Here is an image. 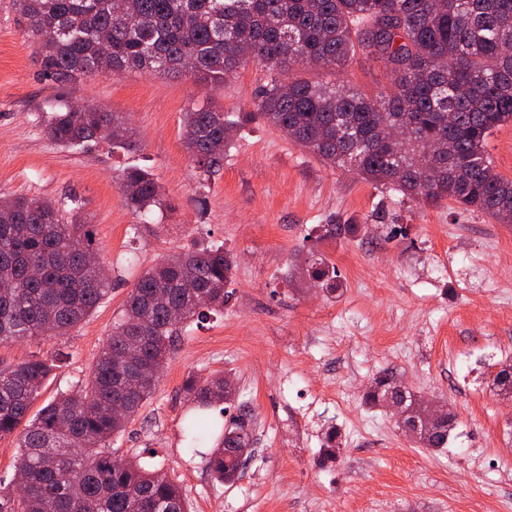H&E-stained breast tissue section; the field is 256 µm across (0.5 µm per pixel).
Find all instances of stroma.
Listing matches in <instances>:
<instances>
[{
	"label": "stroma",
	"instance_id": "stroma-1",
	"mask_svg": "<svg viewBox=\"0 0 512 512\" xmlns=\"http://www.w3.org/2000/svg\"><path fill=\"white\" fill-rule=\"evenodd\" d=\"M296 75L371 96L390 87L382 64L362 54L336 75L316 67ZM267 79L251 65L205 87L139 72L61 86L42 76L11 0H0V195L78 201L112 280L66 336L0 344V368L58 355L37 410L77 389L141 271L221 245L234 258L224 312L182 333L152 399L114 439L120 455L162 468L192 512H512V400L489 383L512 361V224L328 167L255 120L223 168L205 175L183 145L184 112L253 111ZM77 103L126 115L137 151L52 142L46 120ZM131 164L148 168L163 193V207L145 216L118 185ZM334 224L374 231L339 235ZM390 224L406 227V237L387 239ZM312 250L341 275L335 297L313 290L301 271ZM384 369L423 401L447 402L455 418L448 448L418 447L388 409L364 404ZM192 372L230 375L227 416L242 404L251 411L254 451L234 484L213 481L185 437L183 383ZM331 425L343 445L324 468L320 438Z\"/></svg>",
	"mask_w": 512,
	"mask_h": 512
}]
</instances>
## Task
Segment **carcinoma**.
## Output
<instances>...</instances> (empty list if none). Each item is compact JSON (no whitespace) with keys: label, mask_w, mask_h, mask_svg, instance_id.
I'll list each match as a JSON object with an SVG mask.
<instances>
[{"label":"carcinoma","mask_w":512,"mask_h":512,"mask_svg":"<svg viewBox=\"0 0 512 512\" xmlns=\"http://www.w3.org/2000/svg\"><path fill=\"white\" fill-rule=\"evenodd\" d=\"M43 73L60 85L100 74L109 36L110 71L188 76L222 82L247 65L270 73L255 111L193 108L183 114L184 146L199 167L220 170L245 118L260 119L333 168L411 199L451 201L512 224V179L486 152L491 134L512 124V0H12ZM249 46L253 58L244 57ZM380 61L386 93L368 97L328 82L283 74L296 66L345 68L356 53ZM56 144L87 149L105 141L135 150L134 131L118 112L68 108L46 121ZM119 187L142 215L162 203L151 173L125 167ZM91 225L74 210L24 195H0V344L57 339L105 299ZM234 261L222 246L169 255L136 281L85 382L29 416L55 367L41 355L0 369V437L19 432L18 490L0 488V512H187L184 495L160 468L148 470L111 448L156 391L176 339L192 323L224 312ZM306 271L328 294L340 287L336 266L311 257ZM190 279L194 287H183ZM220 374L189 376L193 447L212 435L206 468L233 484L246 468L250 414L239 407L229 426L209 416L224 401ZM497 394L512 396V363L493 375ZM371 408L403 404L411 436L425 448L448 447L453 416L429 421L428 408L384 370L364 396ZM119 405L122 412L112 407ZM342 447L335 426L321 436L320 465Z\"/></svg>","instance_id":"obj_1"}]
</instances>
